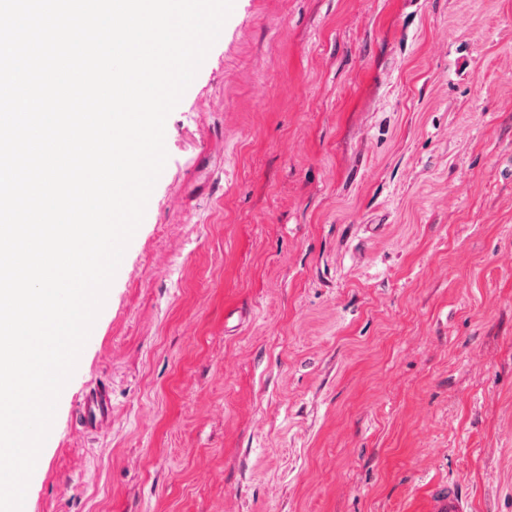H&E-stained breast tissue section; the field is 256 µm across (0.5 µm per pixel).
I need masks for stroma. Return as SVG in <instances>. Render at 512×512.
<instances>
[{
  "label": "stroma",
  "instance_id": "obj_1",
  "mask_svg": "<svg viewBox=\"0 0 512 512\" xmlns=\"http://www.w3.org/2000/svg\"><path fill=\"white\" fill-rule=\"evenodd\" d=\"M165 147L27 512H512V0H235ZM108 414V400L105 392L91 396L85 406V422L88 427H97V424ZM433 512H468V503L461 492L454 486L448 485L433 496Z\"/></svg>",
  "mask_w": 512,
  "mask_h": 512
}]
</instances>
